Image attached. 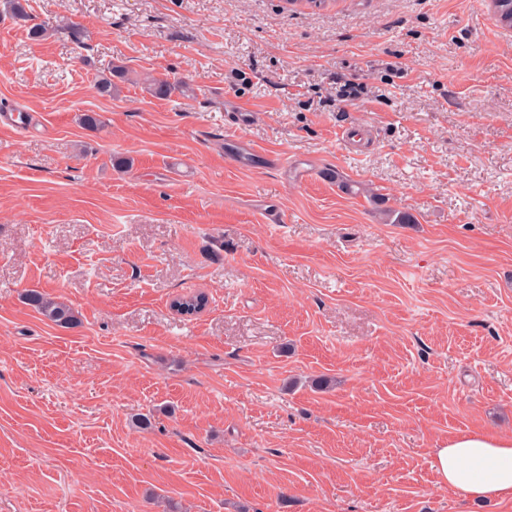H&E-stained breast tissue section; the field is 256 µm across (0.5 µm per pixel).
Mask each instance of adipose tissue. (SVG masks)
Segmentation results:
<instances>
[{
	"mask_svg": "<svg viewBox=\"0 0 512 512\" xmlns=\"http://www.w3.org/2000/svg\"><path fill=\"white\" fill-rule=\"evenodd\" d=\"M440 483L466 500H512V437L470 432L451 437L434 454Z\"/></svg>",
	"mask_w": 512,
	"mask_h": 512,
	"instance_id": "ef3b65f1",
	"label": "adipose tissue"
}]
</instances>
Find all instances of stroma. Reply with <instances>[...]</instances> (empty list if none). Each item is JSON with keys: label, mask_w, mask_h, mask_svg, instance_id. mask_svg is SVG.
Instances as JSON below:
<instances>
[{"label": "stroma", "mask_w": 512, "mask_h": 512, "mask_svg": "<svg viewBox=\"0 0 512 512\" xmlns=\"http://www.w3.org/2000/svg\"><path fill=\"white\" fill-rule=\"evenodd\" d=\"M26 9L53 33L0 11V114L31 118L0 126V512H512L434 469L449 437H512L489 0ZM149 74L189 85L158 99ZM25 300L48 321L62 328H70L78 322L73 308L39 291H29Z\"/></svg>", "instance_id": "stroma-1"}]
</instances>
